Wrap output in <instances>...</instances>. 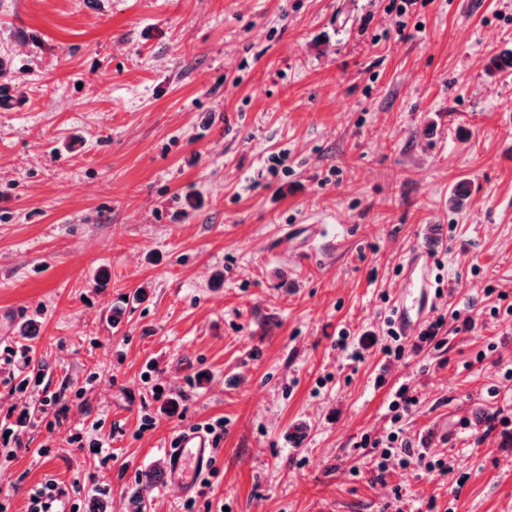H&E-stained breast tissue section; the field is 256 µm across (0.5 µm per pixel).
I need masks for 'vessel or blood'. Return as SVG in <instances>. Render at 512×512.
<instances>
[{"mask_svg":"<svg viewBox=\"0 0 512 512\" xmlns=\"http://www.w3.org/2000/svg\"><path fill=\"white\" fill-rule=\"evenodd\" d=\"M436 255L425 247L415 251L404 267L403 287L392 300L395 326L400 335H410L428 319L439 295L432 277ZM215 449L207 433L183 429L176 433L167 456L164 480L168 488L187 496L197 491L199 481L214 460Z\"/></svg>","mask_w":512,"mask_h":512,"instance_id":"b4317fda","label":"vessel or blood"}]
</instances>
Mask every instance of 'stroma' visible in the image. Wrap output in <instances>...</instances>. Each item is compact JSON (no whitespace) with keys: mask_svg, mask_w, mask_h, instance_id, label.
<instances>
[{"mask_svg":"<svg viewBox=\"0 0 512 512\" xmlns=\"http://www.w3.org/2000/svg\"><path fill=\"white\" fill-rule=\"evenodd\" d=\"M507 49L512 0H0L7 512L50 479L125 512L216 418L193 512H512ZM431 244L443 326L397 360ZM403 384L444 468L373 464ZM435 258L432 248H421L412 254L404 267L403 287L392 300L395 327L401 336L409 337L422 326L439 295L440 290L432 277ZM401 336L393 333L392 338L400 342ZM156 478L157 474L152 471L141 476L135 489L126 497V512H145V499Z\"/></svg>","mask_w":512,"mask_h":512,"instance_id":"obj_1","label":"stroma"}]
</instances>
